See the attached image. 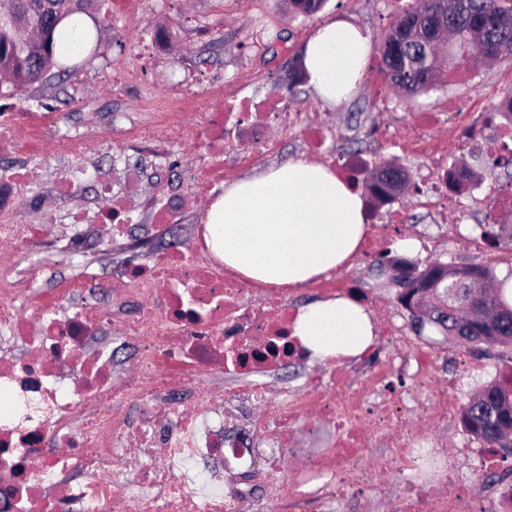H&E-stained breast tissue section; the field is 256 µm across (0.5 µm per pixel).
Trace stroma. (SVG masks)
<instances>
[{
  "label": "stroma",
  "mask_w": 512,
  "mask_h": 512,
  "mask_svg": "<svg viewBox=\"0 0 512 512\" xmlns=\"http://www.w3.org/2000/svg\"><path fill=\"white\" fill-rule=\"evenodd\" d=\"M139 2L138 14L128 16L112 10L109 0H95L91 14L103 27L98 36L85 43L82 53L70 60L69 72L44 85L21 91L0 90V109L14 104L29 112H55L58 136L76 139L89 135L108 146V153L97 158L94 165L100 178L112 179L113 195L134 213L132 233L146 256L160 245L146 200L162 202L169 196L182 195V220L173 234L184 238L190 225L203 223L209 199L219 198L226 185L272 166L300 159L321 163L332 158L340 160L357 149L369 162L393 159L413 174L423 170V158L404 154L392 140L408 115L443 110L449 99L473 97L490 84L503 93L512 92V60H496L474 69L473 80H463L456 72L429 94L403 101L381 71L379 48L393 22L413 6L414 0H328L321 12L307 17L288 14L281 0ZM333 18L357 23L368 30L371 38L364 81L347 101L336 106L322 102L308 82L293 87L288 84V75L307 38L320 24ZM135 54L144 65L141 78L127 87L113 88V69ZM215 76L223 80L225 95L259 105L305 106L324 131L321 148H314L302 134L290 135L273 125L268 137L277 142L279 152L272 155L238 141L234 132H227L226 177L213 185L207 197L193 191L208 168L203 147L194 138L202 121L199 112L188 113L185 129L171 135L170 151L179 163L178 176H171L165 164L139 154L134 133L155 117L149 99L178 92L204 100L211 93L210 80ZM379 88L385 90L392 111L372 108V95ZM24 164L41 166L44 180L39 193L21 190L13 212L15 223L42 226L44 236L51 238L66 231L65 225L52 221L60 208L92 210L102 206V199L90 191L69 199L58 196L57 184L69 166L65 155L36 157L17 150L0 153L1 168ZM477 173L468 190L474 205L465 222L452 208L434 215L421 194L419 181H412L400 200L401 206L410 209L412 224L405 233L389 232L386 247L395 249L401 242L411 241L412 258L424 262L428 256L422 247V236L430 233L441 241L456 243L452 250L437 252L440 261L461 265L490 263L500 276L512 272V253L505 251L498 260L488 261L479 239L480 226L488 213L484 196L492 188L511 184L512 177L487 163L480 165ZM463 234L472 237V244L459 245Z\"/></svg>",
  "instance_id": "35a3bbf8"
}]
</instances>
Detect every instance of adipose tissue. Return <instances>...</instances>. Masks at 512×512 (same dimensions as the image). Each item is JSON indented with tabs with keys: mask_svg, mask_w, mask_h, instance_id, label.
<instances>
[{
	"mask_svg": "<svg viewBox=\"0 0 512 512\" xmlns=\"http://www.w3.org/2000/svg\"><path fill=\"white\" fill-rule=\"evenodd\" d=\"M370 35L346 20L322 23L308 40L304 65L321 100L334 104L364 76ZM215 254L244 277L301 285L342 267L364 237V200L327 165L297 160L245 177L225 188L206 215ZM295 334L313 359L362 353L374 328L348 297L302 308Z\"/></svg>",
	"mask_w": 512,
	"mask_h": 512,
	"instance_id": "obj_1",
	"label": "adipose tissue"
}]
</instances>
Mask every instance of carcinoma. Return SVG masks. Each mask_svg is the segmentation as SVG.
<instances>
[{"mask_svg":"<svg viewBox=\"0 0 512 512\" xmlns=\"http://www.w3.org/2000/svg\"><path fill=\"white\" fill-rule=\"evenodd\" d=\"M391 26L381 48L382 70L405 99L433 90L448 66L476 68L489 60L512 58V0H417ZM93 0H0V88L22 90L46 81L51 69L69 67L55 57L54 34L61 21L87 13ZM409 186L406 171L389 160L363 180L362 192L381 204L396 201ZM490 245L512 248V225H480ZM423 287L397 294L418 337L434 327L458 343L490 351L512 345V305L504 296L509 277L487 266L446 264L448 276L431 277V264L406 260ZM511 374L487 382L461 411V424L484 447L512 456Z\"/></svg>","mask_w":512,"mask_h":512,"instance_id":"cac0c4a2","label":"carcinoma"}]
</instances>
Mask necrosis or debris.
Returning <instances> with one entry per match:
<instances>
[{
	"label": "necrosis or debris",
	"mask_w": 512,
	"mask_h": 512,
	"mask_svg": "<svg viewBox=\"0 0 512 512\" xmlns=\"http://www.w3.org/2000/svg\"><path fill=\"white\" fill-rule=\"evenodd\" d=\"M186 110L184 98L167 100L140 130L142 147L169 160L168 132ZM509 110L512 103L487 87L448 109L410 116V126L446 133L403 142L405 153L425 157L437 210L459 204L449 152L512 135L502 117ZM47 118L0 113V151L20 123L41 154L56 155L61 140L46 134ZM273 124L314 145L322 139L311 113L298 107L256 112L244 100L233 112L208 107V183L224 175L226 128L270 152ZM41 179L35 168L0 169L1 245L14 248L37 234V227L14 223L12 210L18 187L37 189ZM96 190L107 206L59 211L57 223L89 225L124 241L132 215L108 183L97 182ZM205 234L195 225L191 248L172 239L123 263L110 284L112 299L131 298L137 307L120 323L87 290L99 278L93 262L59 281L38 262L0 259V392L10 404L9 418H0V512H243L236 487L255 477L274 481L279 512L334 500L349 512L389 500L396 512H512V484L486 493L479 479H462L468 451H448L418 425L423 414L451 426L463 396L455 380L436 379L430 353L390 306L369 303L375 340L365 353L334 358L329 376L284 387L268 402L264 376L310 358L294 334L295 291L225 268ZM105 328L118 345L98 342ZM14 345L29 348V356L12 355ZM215 370L238 379L236 390L200 388V376ZM230 404L240 414L232 423L225 420ZM310 414L323 442L287 475L281 458ZM128 457L138 459L135 471L121 467Z\"/></svg>",
	"instance_id": "obj_1"
}]
</instances>
